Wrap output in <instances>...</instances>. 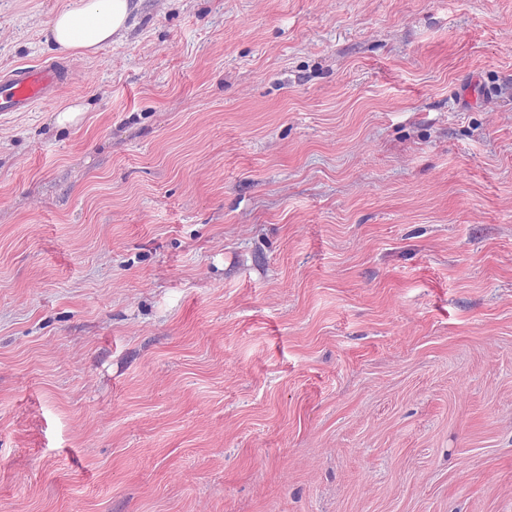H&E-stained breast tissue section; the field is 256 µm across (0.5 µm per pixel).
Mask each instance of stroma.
Wrapping results in <instances>:
<instances>
[{"label": "stroma", "mask_w": 512, "mask_h": 512, "mask_svg": "<svg viewBox=\"0 0 512 512\" xmlns=\"http://www.w3.org/2000/svg\"><path fill=\"white\" fill-rule=\"evenodd\" d=\"M135 3L0 115V512H512V0Z\"/></svg>", "instance_id": "obj_1"}]
</instances>
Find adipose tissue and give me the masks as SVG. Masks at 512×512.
Instances as JSON below:
<instances>
[{
    "mask_svg": "<svg viewBox=\"0 0 512 512\" xmlns=\"http://www.w3.org/2000/svg\"><path fill=\"white\" fill-rule=\"evenodd\" d=\"M131 0H70L45 24L42 34L61 52L93 53L127 28Z\"/></svg>",
    "mask_w": 512,
    "mask_h": 512,
    "instance_id": "1",
    "label": "adipose tissue"
}]
</instances>
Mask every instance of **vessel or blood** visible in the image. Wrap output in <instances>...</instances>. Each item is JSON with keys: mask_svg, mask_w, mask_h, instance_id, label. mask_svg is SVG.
I'll list each match as a JSON object with an SVG mask.
<instances>
[{"mask_svg": "<svg viewBox=\"0 0 512 512\" xmlns=\"http://www.w3.org/2000/svg\"><path fill=\"white\" fill-rule=\"evenodd\" d=\"M72 68L64 62L21 64L0 74V112H26L54 101L69 84Z\"/></svg>", "mask_w": 512, "mask_h": 512, "instance_id": "1", "label": "vessel or blood"}]
</instances>
